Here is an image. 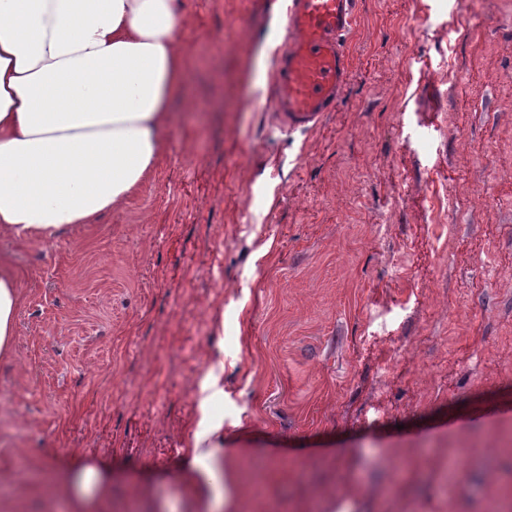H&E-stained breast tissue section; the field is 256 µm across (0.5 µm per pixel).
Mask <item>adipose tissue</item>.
Masks as SVG:
<instances>
[{"label":"adipose tissue","mask_w":512,"mask_h":512,"mask_svg":"<svg viewBox=\"0 0 512 512\" xmlns=\"http://www.w3.org/2000/svg\"><path fill=\"white\" fill-rule=\"evenodd\" d=\"M183 0H0V231L49 238L130 199L165 151L170 108L186 96ZM20 276L0 255V355H10ZM215 362L181 475L212 512L224 422Z\"/></svg>","instance_id":"1"}]
</instances>
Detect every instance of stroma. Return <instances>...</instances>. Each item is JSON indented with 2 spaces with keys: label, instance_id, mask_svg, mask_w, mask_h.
<instances>
[{
  "label": "stroma",
  "instance_id": "obj_1",
  "mask_svg": "<svg viewBox=\"0 0 512 512\" xmlns=\"http://www.w3.org/2000/svg\"><path fill=\"white\" fill-rule=\"evenodd\" d=\"M497 2L358 0L341 102L287 131L268 105L277 0H185L188 97L155 175L96 223L0 233L23 293L0 512H71L62 483L87 462L111 484L98 512H190L182 446L219 359L237 512H512L493 445L512 433ZM465 16L483 39L460 38Z\"/></svg>",
  "mask_w": 512,
  "mask_h": 512
}]
</instances>
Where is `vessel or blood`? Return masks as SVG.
<instances>
[{"label": "vessel or blood", "mask_w": 512, "mask_h": 512, "mask_svg": "<svg viewBox=\"0 0 512 512\" xmlns=\"http://www.w3.org/2000/svg\"><path fill=\"white\" fill-rule=\"evenodd\" d=\"M356 0H289L287 38L270 107L284 129L316 127L334 111L348 79Z\"/></svg>", "instance_id": "1"}]
</instances>
